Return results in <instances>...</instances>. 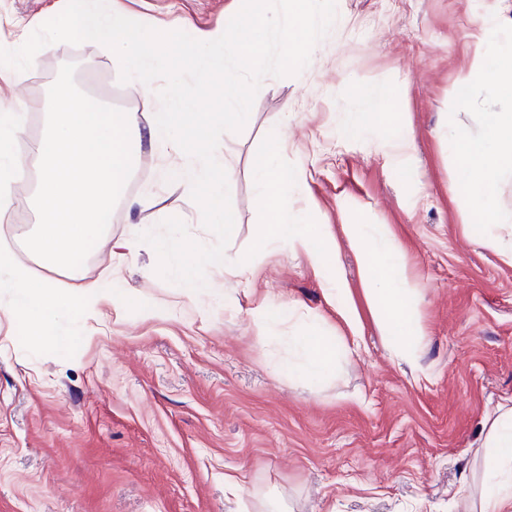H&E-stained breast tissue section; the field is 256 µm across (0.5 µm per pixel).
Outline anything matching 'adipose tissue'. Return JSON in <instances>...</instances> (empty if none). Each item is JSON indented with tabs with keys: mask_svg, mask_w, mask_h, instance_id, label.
<instances>
[{
	"mask_svg": "<svg viewBox=\"0 0 512 512\" xmlns=\"http://www.w3.org/2000/svg\"><path fill=\"white\" fill-rule=\"evenodd\" d=\"M32 61L22 41L0 61L1 206L9 203L12 183L24 170L15 144L24 132L28 112L34 108L33 102L10 101L6 95L17 85L18 69ZM389 96L385 89L362 92L363 109L353 114L349 127L366 131L385 123L393 139L389 161L398 164L410 149L411 140L403 113L383 112L382 105ZM453 147L461 172L456 190L473 200L479 223L487 227L511 224L512 212L497 207L494 187L503 171L512 170V113L490 115L479 137L457 132ZM341 231L360 256L364 296L377 324L390 336L392 352L403 358L412 357L423 334L416 314L419 290L408 280L397 239L383 224H345ZM2 268L9 275L0 280V287L16 289L20 294L12 315L23 322L31 340L41 338L47 327L70 309L93 304L103 291L101 284L95 282L82 284L73 293L53 288L48 281L33 278L25 268L16 265L5 250L0 252ZM488 445L492 449L490 470L512 472V407L504 408L491 420Z\"/></svg>",
	"mask_w": 512,
	"mask_h": 512,
	"instance_id": "1",
	"label": "adipose tissue"
}]
</instances>
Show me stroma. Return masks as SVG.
<instances>
[{"mask_svg":"<svg viewBox=\"0 0 512 512\" xmlns=\"http://www.w3.org/2000/svg\"><path fill=\"white\" fill-rule=\"evenodd\" d=\"M130 19L203 33L236 0H123ZM64 0H0V47ZM337 17L295 76L264 78L243 130L216 154L232 173L238 224L226 248L243 256L259 225L252 165L269 129L285 126L283 158L303 168L297 207L317 223L388 225L424 329L414 363L395 357L362 292L357 254L337 236L335 276L360 317L351 332L328 304L303 253L264 248L240 272L207 269L213 292L184 296L156 273L147 244L126 240L182 219L216 238L181 182L160 180L141 144L107 228L79 274L50 269L14 234L33 227L45 111L29 112L15 150L27 166L14 187L0 247L55 287L113 281L105 299L60 318L30 342L0 290V512H480L490 484L487 420L512 405V261L488 244L474 205L454 192L451 137L479 135L512 97L475 65L482 23L512 48V0H336ZM94 60L86 68V60ZM94 100L144 112L134 83L101 45L57 43L23 67L20 98L47 102L63 64ZM384 87L405 113L414 147L397 167L388 132L345 123L362 91ZM336 339L335 375H307L302 336Z\"/></svg>","mask_w":512,"mask_h":512,"instance_id":"stroma-1","label":"stroma"}]
</instances>
